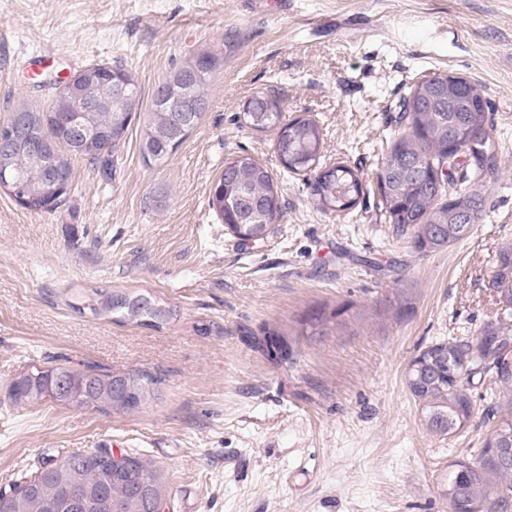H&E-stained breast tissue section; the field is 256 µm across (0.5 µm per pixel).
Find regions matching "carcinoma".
I'll list each match as a JSON object with an SVG mask.
<instances>
[{
  "instance_id": "1",
  "label": "carcinoma",
  "mask_w": 512,
  "mask_h": 512,
  "mask_svg": "<svg viewBox=\"0 0 512 512\" xmlns=\"http://www.w3.org/2000/svg\"><path fill=\"white\" fill-rule=\"evenodd\" d=\"M220 63L212 52L200 54L179 68L192 79L197 102L209 103L204 92L210 75ZM98 82L116 79L138 83L123 64L112 71L94 73ZM482 90L461 77L434 72L411 86L400 108L407 131L398 137L382 157L376 170L378 208L399 236L411 234L420 251L449 247L466 237L485 211L482 193L472 186L494 178L498 171L496 145L489 144L486 158L463 166L457 158L470 149L475 139L492 140ZM141 97L108 110L94 105L84 113L83 122L102 133L101 140L81 150L72 143L70 117L27 109L20 144L3 158L22 175L26 196L32 205L49 212L66 196L56 198L57 185L48 170L31 162L28 143L39 141L56 165L60 179L71 181L68 156H86L108 170L105 155L124 143L132 119L141 109ZM245 123L257 131L274 129L280 123L277 97L259 92L251 108L243 113ZM460 130V139L448 141V123ZM191 127L172 122L168 113H147L141 134L140 152L144 162L166 161L189 137ZM322 149V130L311 118H297L279 130L276 150L291 171H315L311 196L325 212L353 208L363 195L358 174L345 164L317 169ZM453 171L451 183L436 179V172ZM208 205L242 241L259 242L270 233L279 214L278 186L272 173L249 154H241L224 165L212 185ZM496 301L507 316L487 324L476 345L440 342L421 351L410 363L406 376L409 391L421 406L427 429L437 435H453L471 419V387L477 376L489 374L501 387L495 409L512 412V244L501 246L496 270L490 281ZM83 308L95 316L110 315L116 322L161 328L177 317V310L151 294L111 291L87 298ZM338 312L320 310L308 317L312 333L324 335ZM158 376L148 370L112 372L98 365L81 369L57 365L36 368L18 377L10 387L15 403L37 404L47 398L61 406H75L95 412H132L156 398ZM72 462L47 459L33 474L23 473L10 493L0 492V512H43L51 503L55 512H156L166 501L161 471L144 463L135 452L125 453L117 465L111 449L68 455ZM448 504L457 512H512V420H505L472 463L457 465L448 477Z\"/></svg>"
}]
</instances>
